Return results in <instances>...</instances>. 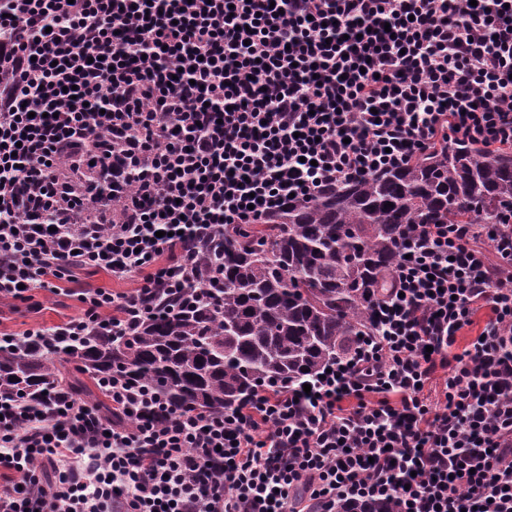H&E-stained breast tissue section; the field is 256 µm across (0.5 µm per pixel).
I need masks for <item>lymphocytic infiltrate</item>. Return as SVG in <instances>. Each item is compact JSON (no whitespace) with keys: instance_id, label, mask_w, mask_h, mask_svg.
I'll use <instances>...</instances> for the list:
<instances>
[{"instance_id":"1","label":"lymphocytic infiltrate","mask_w":512,"mask_h":512,"mask_svg":"<svg viewBox=\"0 0 512 512\" xmlns=\"http://www.w3.org/2000/svg\"><path fill=\"white\" fill-rule=\"evenodd\" d=\"M442 140L512 147L507 0H0V300L88 267L136 282L80 290L79 316L0 349L123 338L167 290L198 303L192 242ZM497 246L416 226L373 335L309 388L262 386L220 417L120 377L108 417L0 395V512H512Z\"/></svg>"}]
</instances>
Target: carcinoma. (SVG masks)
Here are the masks:
<instances>
[{"label": "carcinoma", "mask_w": 512, "mask_h": 512, "mask_svg": "<svg viewBox=\"0 0 512 512\" xmlns=\"http://www.w3.org/2000/svg\"><path fill=\"white\" fill-rule=\"evenodd\" d=\"M507 211L512 151L441 144L406 167L325 188L259 224L224 226L199 246L219 271L196 280L210 289V304L184 310L181 293H162L160 312L123 341L92 334L63 354L94 379L138 381L173 409L222 413L262 382L311 379L346 356L371 331L372 300L411 226L499 224ZM53 387L85 394L54 358L0 349V394L34 403ZM336 512L391 510L371 501L338 504Z\"/></svg>", "instance_id": "cac0c4a2"}]
</instances>
